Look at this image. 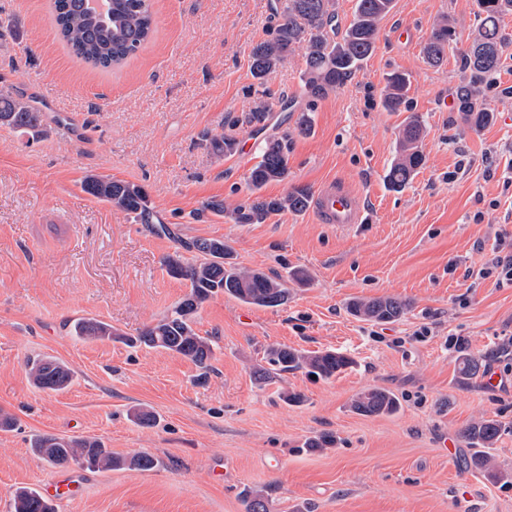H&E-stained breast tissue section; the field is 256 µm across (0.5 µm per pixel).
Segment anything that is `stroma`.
<instances>
[{
  "instance_id": "stroma-1",
  "label": "stroma",
  "mask_w": 512,
  "mask_h": 512,
  "mask_svg": "<svg viewBox=\"0 0 512 512\" xmlns=\"http://www.w3.org/2000/svg\"><path fill=\"white\" fill-rule=\"evenodd\" d=\"M271 3L153 0L152 40L120 70L102 71L58 40L51 0H0V89L31 100L45 129L30 143L0 128V411L17 419L0 431V512L16 489L45 491L61 473L78 493L55 498L57 512H245L248 489L267 491L270 512H512V484L465 468L460 436L476 420H498L492 462L512 474V355H494L512 336V284L479 274L496 235H512V96L502 94L512 87V43L482 93L495 119L478 131L440 104L469 78L462 54L476 0H395L373 55L314 106L294 53L265 83L272 102L289 103L272 122L295 127L309 108L312 131L293 136L287 181L262 193L340 180L366 221L342 228L306 211L237 224L230 212L251 194L260 140L242 121L254 99L249 53L272 31ZM444 16L458 44L432 65L422 48ZM406 28L413 38H400ZM396 69L411 76L426 156L399 192L385 175L406 115L379 104ZM214 136L236 139V151L212 155ZM90 174L144 186L169 233L85 193ZM212 200L224 214L205 210ZM197 238L223 239L239 266L288 288L277 307L222 294L204 304L195 329L214 344L206 380L182 356L71 334L72 321L94 317L134 336L167 314L188 288L163 260ZM294 268L306 284L290 281ZM382 295L408 311L392 323L349 313L351 300ZM278 344L334 349L355 364L329 381L295 371L257 383ZM465 354L492 366L500 385L482 373L460 379ZM42 357L70 368L65 389L32 384L27 363ZM369 387L392 391L399 411L354 413L352 399ZM287 390L304 403H284ZM137 408L155 424H138ZM324 433L335 447L300 452ZM42 434L96 438L120 456L146 451L160 465L61 472L34 454Z\"/></svg>"
}]
</instances>
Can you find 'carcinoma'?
Returning <instances> with one entry per match:
<instances>
[{
  "instance_id": "obj_1",
  "label": "carcinoma",
  "mask_w": 512,
  "mask_h": 512,
  "mask_svg": "<svg viewBox=\"0 0 512 512\" xmlns=\"http://www.w3.org/2000/svg\"><path fill=\"white\" fill-rule=\"evenodd\" d=\"M481 20L471 45L464 52L469 80L456 90V106L463 122L472 130L481 129L494 120V112L478 104L484 85L494 79L501 66L506 37L501 32V18L512 14V0H477ZM395 7V0H356L353 21L346 28L337 23L336 0H284L273 8L274 35L257 43L250 55V72L257 81L256 100L246 115V122L265 128L273 103L262 90L267 77L282 66L296 49L304 50L303 87L309 104L297 121V130L307 135L312 129L310 112L316 102L344 87L360 71L373 54L382 20ZM52 15L59 39L69 52L93 68L109 71L133 58L154 36L151 0H111L107 16H93L86 0H53ZM456 42L453 23L446 17L432 25L423 53L431 63L443 61L448 47ZM410 75L396 70L388 75L381 96L387 112L410 111L407 92ZM0 127L38 138L44 134L41 113L19 95L0 90ZM424 123L415 113L408 116L398 131L395 156L386 173L387 185L402 190L409 185L425 163L422 150ZM288 132L270 136L260 143L259 161L249 170L247 182L254 198L233 211L237 224H263L271 216L284 212L301 213L310 202L307 187L294 186L280 197H265L260 191L271 182L288 180ZM211 152L218 157L231 155L236 142L228 137L209 139ZM83 190L113 209L133 216L142 224L153 223L149 196L141 185L114 179L108 175H88ZM192 254L187 259L176 252L165 258L168 274L189 283V292L171 313L145 327L137 336L129 337L112 325L93 318H79L73 323L74 334L84 340L122 342L130 348L163 349L190 359L207 371L213 358V343L199 335L194 322L199 309L219 294L230 295L257 307H277L288 301V288L261 270L244 269L232 261L224 240L196 239L181 243ZM409 308L404 300L393 296L356 299L349 312L356 318L372 322H392ZM268 367L257 372L261 383L275 375L306 369L329 380L351 368L353 359L333 349L304 352L286 345L273 346L266 352ZM29 376L41 390L59 391L71 381V371L55 359H39L31 363ZM352 408L365 415L393 414L400 408L399 399L380 388L361 391ZM501 424L483 418L462 430V438L474 449L469 466L502 479L492 460L482 452L496 443ZM33 451L48 464L68 468L129 469L147 471L158 459L139 452L131 456L112 455V451L94 438L65 439L44 434L34 441ZM245 512H270L268 496L261 491L245 494ZM15 512H55L50 499L33 489H23L15 496Z\"/></svg>"
}]
</instances>
